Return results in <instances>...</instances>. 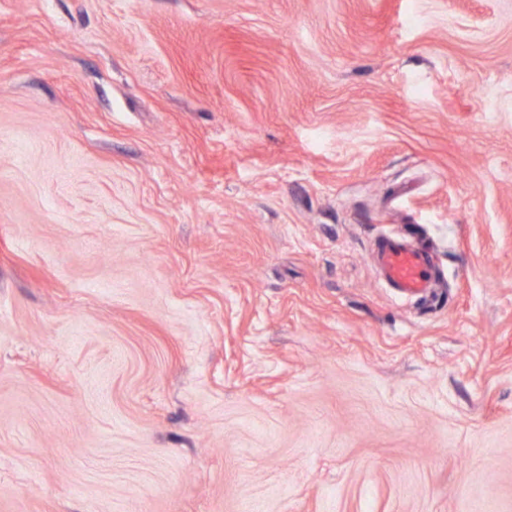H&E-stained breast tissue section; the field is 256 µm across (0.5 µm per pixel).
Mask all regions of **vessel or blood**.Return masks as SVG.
<instances>
[{
  "instance_id": "b4317fda",
  "label": "vessel or blood",
  "mask_w": 512,
  "mask_h": 512,
  "mask_svg": "<svg viewBox=\"0 0 512 512\" xmlns=\"http://www.w3.org/2000/svg\"><path fill=\"white\" fill-rule=\"evenodd\" d=\"M376 257L387 284L397 293L419 297L433 287L435 274L427 254L408 238L382 237L376 246Z\"/></svg>"
}]
</instances>
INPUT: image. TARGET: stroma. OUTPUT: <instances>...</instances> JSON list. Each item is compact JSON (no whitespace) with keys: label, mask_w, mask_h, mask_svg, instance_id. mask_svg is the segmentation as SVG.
<instances>
[{"label":"stroma","mask_w":512,"mask_h":512,"mask_svg":"<svg viewBox=\"0 0 512 512\" xmlns=\"http://www.w3.org/2000/svg\"><path fill=\"white\" fill-rule=\"evenodd\" d=\"M249 507L512 512V0H0V512ZM376 257L385 281L405 297H419L434 285L433 266L425 252L408 238L398 235L382 237Z\"/></svg>","instance_id":"35a3bbf8"}]
</instances>
